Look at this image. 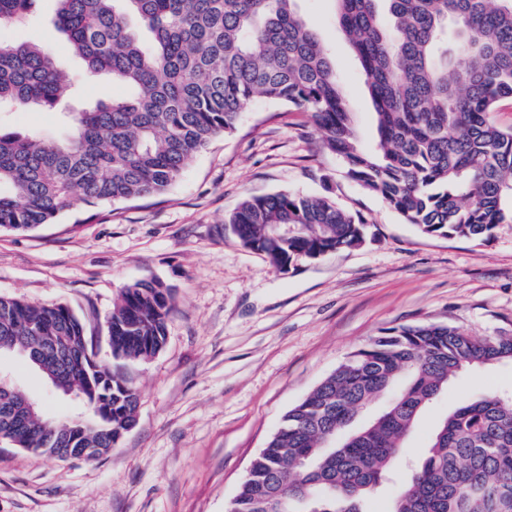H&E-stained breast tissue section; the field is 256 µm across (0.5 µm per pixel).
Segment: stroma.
<instances>
[{
  "instance_id": "stroma-1",
  "label": "stroma",
  "mask_w": 512,
  "mask_h": 512,
  "mask_svg": "<svg viewBox=\"0 0 512 512\" xmlns=\"http://www.w3.org/2000/svg\"><path fill=\"white\" fill-rule=\"evenodd\" d=\"M296 6L329 49L370 141L372 102L331 0ZM55 8L37 0L31 22L0 27V40L55 54L81 91L63 92V106L127 96L108 77L86 78L54 26ZM0 130L55 138L64 125L58 109L13 108L0 110ZM279 191L332 196L366 219L365 244L277 271L224 219L246 196ZM146 278L173 287L175 309L165 348L124 369L139 393L135 427L95 461L0 443V512H226L283 415L371 337L419 322L474 336L512 329V224L481 242L423 234L345 178L307 113L260 101L161 197L95 208L77 199L58 223L0 232V295L66 304L100 335L121 289ZM0 370L46 415L77 413L22 359L1 356ZM506 390L510 363L460 373L418 421L394 475L424 455L463 397Z\"/></svg>"
}]
</instances>
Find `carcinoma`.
<instances>
[{"instance_id":"1","label":"carcinoma","mask_w":512,"mask_h":512,"mask_svg":"<svg viewBox=\"0 0 512 512\" xmlns=\"http://www.w3.org/2000/svg\"><path fill=\"white\" fill-rule=\"evenodd\" d=\"M55 24L92 77L132 96L70 116L63 137L0 132V232L54 224L74 198L114 205L165 193L258 101L311 114L345 176L421 232L485 241L512 224V0H334L361 65L375 135L361 142L342 81L296 0H55ZM36 0H0V26ZM53 54L0 41V104L53 107L67 84ZM225 223L278 271L365 242L368 222L328 196L244 199ZM173 290L126 285L107 318L114 361L64 304L0 296V346L81 412L27 421L0 400V437L51 457L95 448L136 424L138 394L121 373L164 348ZM512 363V330L474 337L442 323L383 331L351 352L282 418L227 512H365L419 416L468 368ZM389 404L355 430L375 399ZM388 512H512V399H463Z\"/></svg>"}]
</instances>
